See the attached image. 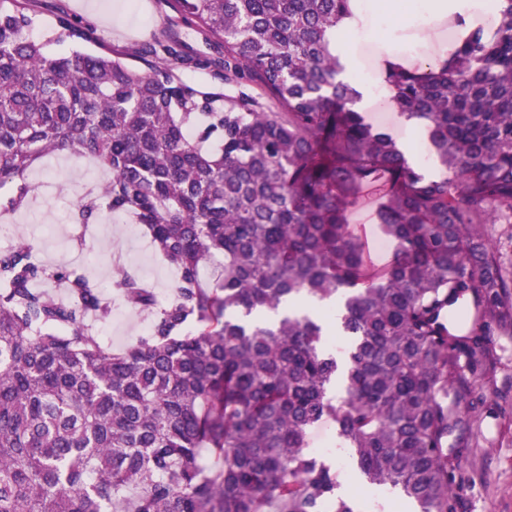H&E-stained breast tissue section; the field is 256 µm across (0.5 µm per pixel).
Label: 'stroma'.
<instances>
[{"instance_id":"stroma-1","label":"stroma","mask_w":512,"mask_h":512,"mask_svg":"<svg viewBox=\"0 0 512 512\" xmlns=\"http://www.w3.org/2000/svg\"><path fill=\"white\" fill-rule=\"evenodd\" d=\"M33 37H41L58 15L68 14L84 23L92 43H102L125 62H134L175 17L168 0H30ZM366 121L399 144H413L411 132L397 123L391 91L378 89L363 109ZM94 163L64 154L41 159L29 174L36 200L27 210L9 215L12 241H26L43 265H72L101 284L110 283L115 268L136 272L160 299H168L175 270L157 253L149 235L132 217L115 216L100 223H71L78 192L106 180ZM379 200L366 192L349 208L348 222L362 236L374 266L390 260L392 246L379 232ZM111 316L99 323L104 342L119 351L145 336L149 323L143 314L120 299L111 302ZM498 359L493 372L478 380L475 399L484 413L470 412L468 447L461 457V512H512V337L496 339Z\"/></svg>"}]
</instances>
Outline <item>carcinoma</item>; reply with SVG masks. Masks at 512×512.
I'll return each instance as SVG.
<instances>
[{
	"instance_id": "cac0c4a2",
	"label": "carcinoma",
	"mask_w": 512,
	"mask_h": 512,
	"mask_svg": "<svg viewBox=\"0 0 512 512\" xmlns=\"http://www.w3.org/2000/svg\"><path fill=\"white\" fill-rule=\"evenodd\" d=\"M168 2L216 55L172 28L141 68L68 16L36 39L28 0H0V210L30 206L45 154L91 159L109 179L78 193L73 223L130 212L177 270L167 300L116 273L150 328L114 352L87 323L111 315L89 276L28 244L0 254V512H361L309 448L325 416L360 482L459 512L464 404L493 333L512 335V275L484 231L512 218V0L440 67L389 63L436 176L339 78L351 0ZM367 188L394 249L381 268L346 218Z\"/></svg>"
}]
</instances>
